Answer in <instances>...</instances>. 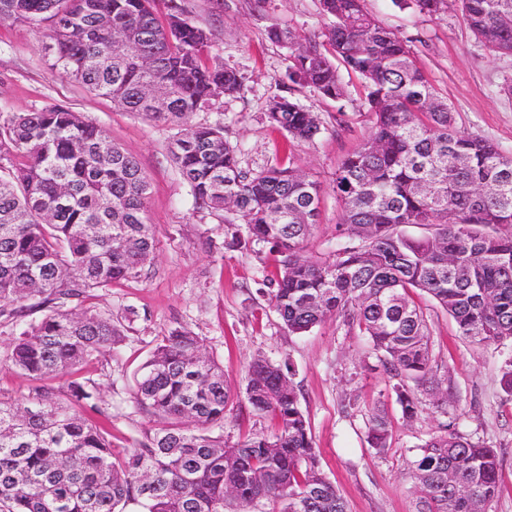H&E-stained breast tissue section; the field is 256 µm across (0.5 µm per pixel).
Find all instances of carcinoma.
<instances>
[{"label":"carcinoma","instance_id":"carcinoma-1","mask_svg":"<svg viewBox=\"0 0 512 512\" xmlns=\"http://www.w3.org/2000/svg\"><path fill=\"white\" fill-rule=\"evenodd\" d=\"M435 15L448 0H395ZM476 39L512 54V0H454ZM157 0H0V22L43 26L52 67L127 112L175 130L171 156L199 209H227L232 244L269 246L272 308L288 332L341 318L366 336L403 417L422 396L448 401L432 375L422 292L476 344L512 342V155L455 129L446 100L410 49L362 0H319L328 48L274 28L291 49L287 77L318 96L348 95L339 67L365 81L370 131L336 171L341 209L329 260L300 254L315 226L321 188L291 167L251 171L224 141L221 123L194 112L243 89V77L207 59L210 35L182 6L161 16ZM270 123L296 142L321 133L318 114L275 97ZM151 182L106 131L63 105L0 113V319L18 330L11 365L39 382L21 400L0 402V512H348L324 475L291 364L258 356L245 389L224 378L203 338L178 326L157 339L136 378V403L164 421L124 452L89 412L112 422L101 388L77 368L117 353L126 340L112 315L84 307L90 292L134 278L154 258L146 219ZM428 226L420 238L394 231ZM46 312L24 321L34 308ZM66 377V390L51 381ZM245 397L276 422L270 434L224 439L227 406ZM390 421L377 406L367 443L390 448ZM417 512H489L499 457L456 430L430 436L411 461Z\"/></svg>","mask_w":512,"mask_h":512}]
</instances>
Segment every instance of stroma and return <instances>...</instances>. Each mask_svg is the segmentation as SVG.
Masks as SVG:
<instances>
[{
    "label": "stroma",
    "instance_id": "1",
    "mask_svg": "<svg viewBox=\"0 0 512 512\" xmlns=\"http://www.w3.org/2000/svg\"><path fill=\"white\" fill-rule=\"evenodd\" d=\"M179 2L210 30L212 53L244 79L240 94L196 112L193 122H223L224 139L235 147L244 169L289 164L317 180L322 186L318 222L302 252L330 255L341 216L332 181L368 134L364 93L358 77L348 73L342 76L348 96L340 102L290 82L288 49L268 36L274 27L321 36L326 21L318 0ZM364 6L406 42L426 79L452 108L457 129L512 154V95L503 90L512 81V56L494 54L476 40L457 7L429 17L399 9L392 0H365ZM45 44L43 28L0 25V112L68 106L136 157L152 183L146 211L157 241L154 259L138 278L96 290L90 301L97 311L125 317L127 340L117 357L105 355L78 370L99 383L105 403L112 406L113 447H132L158 428L155 417L135 407V376L156 338L181 324L203 338L226 378L240 387L254 357L290 360L323 469L349 512H416L419 493L409 462L418 445L447 428L500 451L499 492L490 512H512V395L501 385L512 343H470L429 296H415L429 321L436 377L452 394L442 408L426 404L414 420L404 419L391 380L357 328L330 319L307 335L288 333L262 292L264 278L275 269L272 255L226 247V223L233 213L195 209L169 153L172 129L61 77L50 67ZM277 96L318 113L322 131L314 141L289 145L286 133L269 122L268 106ZM11 342L10 325L0 322L4 401L27 396L33 386L7 361ZM378 405L387 410L392 431L391 445L381 455L366 442L367 420ZM273 428L269 418L253 414L242 400L226 414L224 437L234 442Z\"/></svg>",
    "mask_w": 512,
    "mask_h": 512
}]
</instances>
